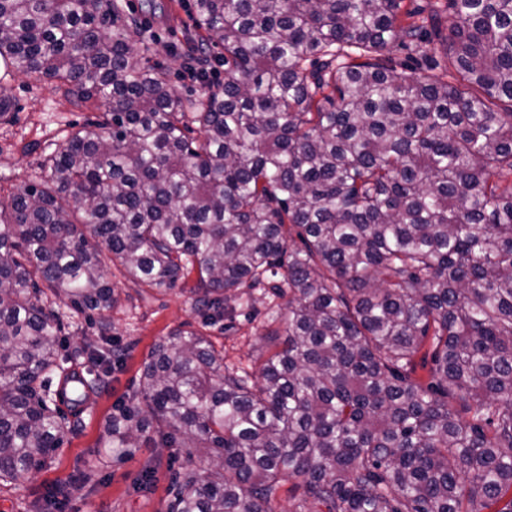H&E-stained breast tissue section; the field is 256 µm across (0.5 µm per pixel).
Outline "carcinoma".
Masks as SVG:
<instances>
[{
  "instance_id": "1",
  "label": "carcinoma",
  "mask_w": 512,
  "mask_h": 512,
  "mask_svg": "<svg viewBox=\"0 0 512 512\" xmlns=\"http://www.w3.org/2000/svg\"><path fill=\"white\" fill-rule=\"evenodd\" d=\"M192 7L224 63L198 100L110 0H0L8 68L104 103L0 201V482L44 469L123 359L108 252L150 290L198 268L208 323L259 292L284 324L254 373L171 333L105 421L116 462L201 450L169 512H272L290 479L295 512H512V0ZM60 305L102 343L65 349Z\"/></svg>"
}]
</instances>
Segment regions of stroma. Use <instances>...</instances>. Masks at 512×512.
Masks as SVG:
<instances>
[{"instance_id": "1", "label": "stroma", "mask_w": 512, "mask_h": 512, "mask_svg": "<svg viewBox=\"0 0 512 512\" xmlns=\"http://www.w3.org/2000/svg\"><path fill=\"white\" fill-rule=\"evenodd\" d=\"M122 17L136 18L145 31L150 50H135V57H147L166 68L176 94L199 98L201 84L192 77L198 69L196 55L188 52V38L203 39L205 32L193 26L192 0H161L156 13L144 12L142 0H115ZM0 88L14 104L12 121H0V198L38 180L49 154L59 150L68 131L80 128L102 112L100 102L73 103L56 83L35 82L11 73L0 65ZM106 278L120 296L111 312L114 346L124 353L110 386L92 394L88 410L81 415L82 427L68 435L53 465L30 473L15 483L0 486V512H33L43 501L48 487L71 483L79 470L91 471L88 483L72 485L63 512H168L171 500L170 473L185 462L179 448L149 446L119 463L95 467L94 461L103 422L133 386L139 369L154 344L175 330L195 331L207 336L224 361L243 368L258 365L272 350L266 336L264 301H257L251 314L238 313L212 325H204L195 306L193 290L198 273L168 291L142 290L124 276L120 265H109ZM154 472L145 486L134 481L144 468Z\"/></svg>"}]
</instances>
